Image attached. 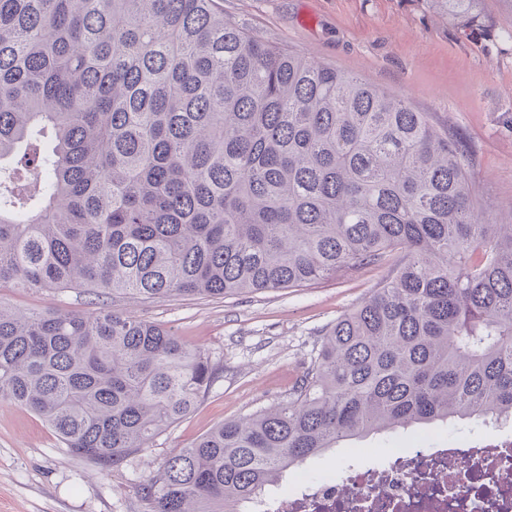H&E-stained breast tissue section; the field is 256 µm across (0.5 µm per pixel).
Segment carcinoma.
<instances>
[{"label": "carcinoma", "mask_w": 512, "mask_h": 512, "mask_svg": "<svg viewBox=\"0 0 512 512\" xmlns=\"http://www.w3.org/2000/svg\"><path fill=\"white\" fill-rule=\"evenodd\" d=\"M459 28L481 0H428ZM385 276L272 409L140 485L149 512H251L349 440L512 419V223L461 143L401 96L258 42L219 0H0V288L150 302ZM216 379L110 306L0 305V400L105 467Z\"/></svg>", "instance_id": "1"}]
</instances>
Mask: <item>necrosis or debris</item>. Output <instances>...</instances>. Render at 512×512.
I'll use <instances>...</instances> for the list:
<instances>
[{"mask_svg":"<svg viewBox=\"0 0 512 512\" xmlns=\"http://www.w3.org/2000/svg\"><path fill=\"white\" fill-rule=\"evenodd\" d=\"M260 512H512V437L396 447L341 479L298 484Z\"/></svg>","mask_w":512,"mask_h":512,"instance_id":"necrosis-or-debris-1","label":"necrosis or debris"}]
</instances>
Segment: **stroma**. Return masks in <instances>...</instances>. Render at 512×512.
<instances>
[{
    "label": "stroma",
    "mask_w": 512,
    "mask_h": 512,
    "mask_svg": "<svg viewBox=\"0 0 512 512\" xmlns=\"http://www.w3.org/2000/svg\"><path fill=\"white\" fill-rule=\"evenodd\" d=\"M255 39L291 49L406 98L440 129L461 136L470 176L490 217L512 213V0H483L485 26L461 31L426 0H224ZM366 268L309 288L123 303L209 355L219 377L184 418L122 464L71 455L24 407L0 401V512H147L139 488L161 463L217 424L285 400L311 366L321 332L382 277ZM19 311H93L76 291L0 288ZM339 448L291 469L307 482L343 471Z\"/></svg>",
    "instance_id": "obj_1"
}]
</instances>
